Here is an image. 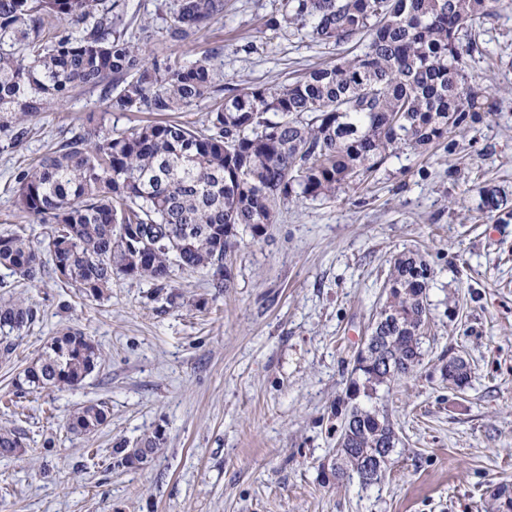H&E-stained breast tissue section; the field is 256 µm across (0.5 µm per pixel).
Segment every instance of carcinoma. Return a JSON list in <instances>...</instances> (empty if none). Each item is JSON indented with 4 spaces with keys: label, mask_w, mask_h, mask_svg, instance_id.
Instances as JSON below:
<instances>
[{
    "label": "carcinoma",
    "mask_w": 512,
    "mask_h": 512,
    "mask_svg": "<svg viewBox=\"0 0 512 512\" xmlns=\"http://www.w3.org/2000/svg\"><path fill=\"white\" fill-rule=\"evenodd\" d=\"M503 0H285L281 23L310 25L318 44L351 52L304 75L225 97L200 128L178 121L114 132L90 114L80 130L17 176V204L52 225L36 245L16 233L0 235V268L35 282L48 254L63 283L91 300L112 288V275L148 279L154 298L174 303V271L213 272L226 288V263L239 230L266 234L282 207L332 200L368 181L397 151L424 155L456 151L453 133L471 128L498 107L477 84L486 58L475 27ZM224 14V0H174L169 35L186 41ZM118 0H0V129L23 123L82 89H96L109 112H184L221 91L206 57L148 62L125 38ZM136 224L141 237L123 235ZM433 275L418 253L397 255L387 300L372 326L359 379L349 391L336 458V483L354 477L378 483L397 445L387 414L370 404L378 392L408 375L421 360L427 325L426 290ZM36 319L21 300L0 302V355L14 351L10 333ZM104 361L84 332L52 337L23 372L28 387L54 391L81 384ZM452 383L468 384L470 365L453 357ZM108 419L103 403L69 417L76 435ZM155 431L115 449L117 465L148 464L161 450ZM24 448V434L0 427V457Z\"/></svg>",
    "instance_id": "carcinoma-1"
}]
</instances>
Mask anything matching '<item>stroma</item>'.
<instances>
[{"instance_id":"obj_1","label":"stroma","mask_w":512,"mask_h":512,"mask_svg":"<svg viewBox=\"0 0 512 512\" xmlns=\"http://www.w3.org/2000/svg\"><path fill=\"white\" fill-rule=\"evenodd\" d=\"M131 32L152 31L149 59L210 57L225 90L269 86L339 57L295 27L269 29L282 0H224V15L184 42L166 34L171 0H120ZM476 31L488 52L476 72L496 112L456 133L454 154L389 157L332 201L282 208L261 238L240 232L228 287L207 271L176 272L174 304L150 281L122 276L93 301L45 268L33 283L0 269V300L38 310L0 356V427L24 450L0 459V512H489V491L512 483V0ZM124 131L146 112H110L84 89L32 118L14 144L0 130V233L39 241L46 225L15 205L16 175L77 130L87 113ZM498 187L503 212L480 205ZM421 253L426 291L422 359L380 393L398 438L381 482L329 480L354 360L386 300L391 259ZM82 330L104 354L79 386L29 392L24 369L51 337ZM459 356L469 385L442 367ZM106 403L104 426L69 433L71 413ZM161 431L154 460L111 467L117 441ZM52 449H45V440Z\"/></svg>"}]
</instances>
